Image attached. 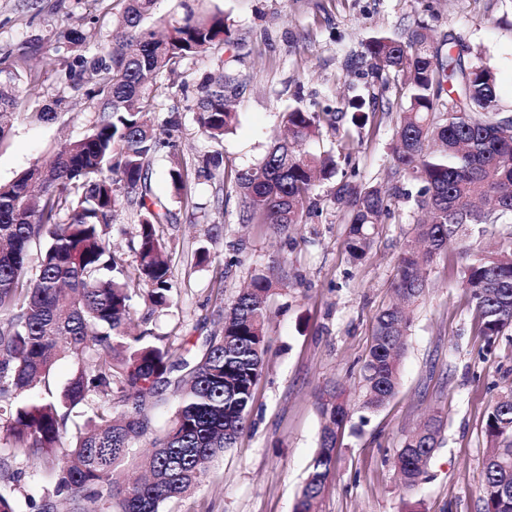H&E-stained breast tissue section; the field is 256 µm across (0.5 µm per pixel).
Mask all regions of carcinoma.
I'll use <instances>...</instances> for the list:
<instances>
[{
    "mask_svg": "<svg viewBox=\"0 0 512 512\" xmlns=\"http://www.w3.org/2000/svg\"><path fill=\"white\" fill-rule=\"evenodd\" d=\"M156 2L126 0L117 42L108 38L89 47L79 31L63 35L75 53L66 81L75 90L96 82V118L44 165L0 182V422L12 448L0 454V474L19 481L22 458L53 475L37 499L0 486V512H58L62 501L69 512H87L88 503L95 512H161L194 489L248 427L268 354L267 276H255L234 296L218 329L202 338H184L175 347L161 337L148 339L145 331H126L138 301L155 308L173 302L166 245L157 233L168 212L152 200L149 170L179 120L170 117L159 132L147 119L153 80L232 43L224 14H200L193 0H180L181 14L158 34L148 24ZM365 57L377 83L401 84L406 103L379 108L398 112L391 186L345 181L336 187L334 200L349 216L346 250L354 262L367 258L378 226L391 216L393 197L426 216L400 249L399 303L377 315L362 366L360 409L373 413L398 388L405 308L424 295V268L435 255L456 250L458 284L487 340L512 329V110L500 104L496 74L481 51L451 34L426 26L404 40L381 33L367 42ZM24 82L36 87L25 50L0 67V143L13 127ZM241 91L222 72L196 83L192 110L204 135L224 138L235 120L228 100ZM285 122L289 137L273 143L258 171L236 176L241 224L286 231L302 223L315 205L316 181L338 170L333 156L301 151L323 128L337 129L336 107H296ZM167 158L169 179L179 190L186 169L178 153ZM123 200L137 208L132 267L110 244ZM498 226L510 231L489 249L483 239ZM61 356L75 370L56 394L49 377ZM168 391L174 415L161 429L152 410ZM318 407V447L293 512H311L334 474L338 433L351 419L338 389L320 393ZM442 429L443 420L433 417L405 436L395 457L405 488L424 480ZM485 435L483 512H512V392L490 406Z\"/></svg>",
    "mask_w": 512,
    "mask_h": 512,
    "instance_id": "carcinoma-1",
    "label": "carcinoma"
}]
</instances>
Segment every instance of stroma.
I'll list each match as a JSON object with an SVG mask.
<instances>
[{
    "label": "stroma",
    "mask_w": 512,
    "mask_h": 512,
    "mask_svg": "<svg viewBox=\"0 0 512 512\" xmlns=\"http://www.w3.org/2000/svg\"><path fill=\"white\" fill-rule=\"evenodd\" d=\"M124 0H0V58L31 52L36 90L21 86L14 127L0 143V182L48 161L66 140L81 138L94 120L84 91L73 90L61 69L43 67V56L71 54L62 34L113 30ZM202 13H223L233 44L182 65L190 78L225 69L243 84L235 100L236 124L222 141L200 131L192 102L157 79L152 119L177 116L175 152L188 169L220 154L214 179L190 181L177 195L166 157L151 164L152 191L167 207L160 227L177 302L165 310L137 304L131 329H149L180 342L206 336L218 315L252 275L273 279L267 322L269 352L249 411V427L208 469L201 485L166 512H293L317 447L321 415L317 396L337 387L354 403L337 441L336 469L316 512H402L420 501L423 512H482L479 490L488 450V407L512 391V330L487 341L468 296L456 280L455 252L438 255L427 269L428 288L414 307L397 394L379 411L362 414V365L372 345L375 320L389 305L401 244L413 219L404 203L380 225L369 257L350 261L346 224L332 197L337 179L318 183L317 216L282 233L266 224H239L241 198L235 176L261 161L284 131L289 107L313 110L336 102L361 104L365 125L351 127L350 169L357 181L387 182L395 114L374 105L397 102L396 87L382 88L366 74V43L377 34L406 37L424 23L480 47L497 77L503 105L512 104V0H197ZM61 101L54 121L34 114ZM208 247L211 260L197 264ZM446 421L442 441L427 464V479L405 491L394 458L406 432L430 414Z\"/></svg>",
    "instance_id": "stroma-1"
}]
</instances>
